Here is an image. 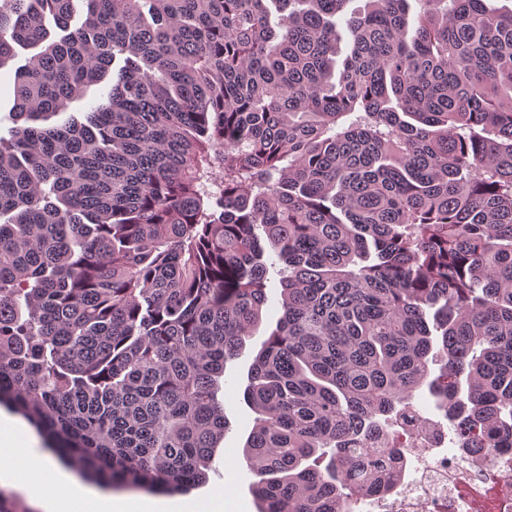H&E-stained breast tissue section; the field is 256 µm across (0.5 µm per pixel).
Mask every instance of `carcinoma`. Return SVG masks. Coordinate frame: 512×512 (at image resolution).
I'll return each instance as SVG.
<instances>
[{
	"mask_svg": "<svg viewBox=\"0 0 512 512\" xmlns=\"http://www.w3.org/2000/svg\"><path fill=\"white\" fill-rule=\"evenodd\" d=\"M346 2L0 0V69L39 47L0 136V402L80 475L206 480L277 262L259 512L399 484L423 387L458 447L512 440V9Z\"/></svg>",
	"mask_w": 512,
	"mask_h": 512,
	"instance_id": "1",
	"label": "carcinoma"
}]
</instances>
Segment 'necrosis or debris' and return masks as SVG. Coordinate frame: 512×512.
Returning <instances> with one entry per match:
<instances>
[{
	"label": "necrosis or debris",
	"instance_id": "1",
	"mask_svg": "<svg viewBox=\"0 0 512 512\" xmlns=\"http://www.w3.org/2000/svg\"><path fill=\"white\" fill-rule=\"evenodd\" d=\"M404 437L413 477L395 493L370 496L369 512H512V448L473 454L428 430Z\"/></svg>",
	"mask_w": 512,
	"mask_h": 512
}]
</instances>
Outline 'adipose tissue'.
I'll return each instance as SVG.
<instances>
[{
	"label": "adipose tissue",
	"mask_w": 512,
	"mask_h": 512,
	"mask_svg": "<svg viewBox=\"0 0 512 512\" xmlns=\"http://www.w3.org/2000/svg\"><path fill=\"white\" fill-rule=\"evenodd\" d=\"M31 466L39 476L40 486L51 485L59 490L56 500L46 504V512H131L129 500L95 496L80 483L63 478L49 457L33 459Z\"/></svg>",
	"instance_id": "ef3b65f1"
}]
</instances>
